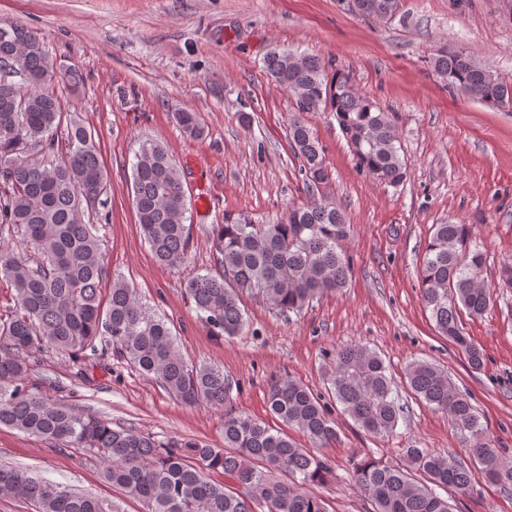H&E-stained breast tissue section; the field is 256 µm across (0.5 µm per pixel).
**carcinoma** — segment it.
Returning a JSON list of instances; mask_svg holds the SVG:
<instances>
[{
  "mask_svg": "<svg viewBox=\"0 0 512 512\" xmlns=\"http://www.w3.org/2000/svg\"><path fill=\"white\" fill-rule=\"evenodd\" d=\"M360 2L363 18L393 17L402 7L401 0ZM1 26L10 27L14 38L0 41V62L18 57L23 84L0 74V277L13 290V306L0 320V426L46 440L60 452L92 453L100 478L141 501L145 512H255L259 506L267 512H327L308 487L333 476L331 461L235 412L233 382L224 370L188 361L165 320L140 301L128 282L114 278L105 283L106 256L97 225L86 220L89 207L108 189L94 136L75 123L58 136L63 112L49 90L47 75L55 73L54 62L42 38L19 21H0ZM291 55L272 50L263 69L294 101L288 142L300 159L312 201L288 209L276 224L227 219L218 225L214 270L194 273L183 284L200 319L217 336H235L245 328V294L261 295L287 317L347 285V220L322 192L329 177L324 149L303 114L334 112L359 169L373 180L397 186L407 176L392 114L356 92L345 73L330 75L319 58L305 54L292 68ZM431 65L446 85L479 101H512V81L494 74L469 51L440 49ZM176 122L190 137L204 135L194 112L176 113ZM131 190L138 223L155 257L168 266L184 263L191 235L187 198L162 141L141 143ZM16 229L37 255L10 243L6 235ZM484 264V253L471 243L469 225H433L420 264L423 299L437 333L461 351L474 371L484 368L485 355L465 331L462 315L478 318L494 303V289L480 279ZM107 346L184 403L224 411V447L160 443L149 434L114 428L29 385L22 354L52 349L97 360ZM325 376L331 403L288 376L272 380L267 395L271 413L317 448L336 441V404L370 434L395 432L404 406L380 354L362 345L341 348ZM404 378L414 399L448 415L473 443L465 459L452 451L405 448L403 465L361 461L354 479L372 512H453L438 490L464 494L478 476L511 492L512 463L485 440L474 406L453 388L448 375L417 361ZM214 473L235 486L215 481ZM0 494L30 503L34 512H124L118 500L77 493L5 465H0Z\"/></svg>",
  "mask_w": 512,
  "mask_h": 512,
  "instance_id": "cac0c4a2",
  "label": "carcinoma"
}]
</instances>
